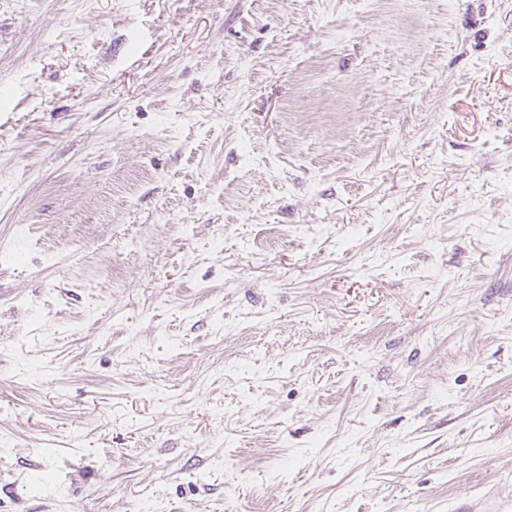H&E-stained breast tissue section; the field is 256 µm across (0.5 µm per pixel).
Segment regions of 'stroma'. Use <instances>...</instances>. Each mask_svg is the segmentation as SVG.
Masks as SVG:
<instances>
[{
  "mask_svg": "<svg viewBox=\"0 0 512 512\" xmlns=\"http://www.w3.org/2000/svg\"><path fill=\"white\" fill-rule=\"evenodd\" d=\"M512 500V0H0V512Z\"/></svg>",
  "mask_w": 512,
  "mask_h": 512,
  "instance_id": "1",
  "label": "stroma"
}]
</instances>
